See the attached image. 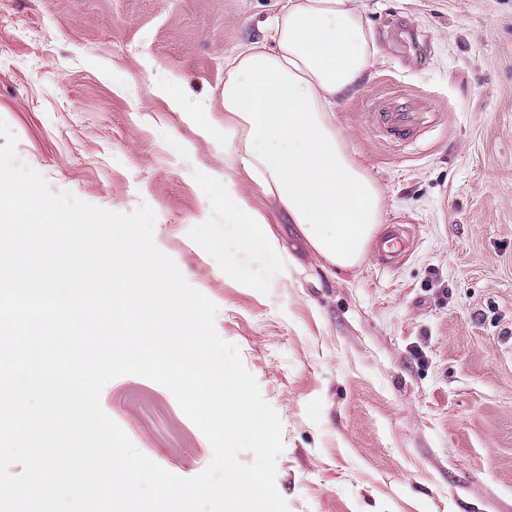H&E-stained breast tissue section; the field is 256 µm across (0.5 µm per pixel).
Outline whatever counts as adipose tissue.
Returning a JSON list of instances; mask_svg holds the SVG:
<instances>
[{
  "label": "adipose tissue",
  "mask_w": 512,
  "mask_h": 512,
  "mask_svg": "<svg viewBox=\"0 0 512 512\" xmlns=\"http://www.w3.org/2000/svg\"><path fill=\"white\" fill-rule=\"evenodd\" d=\"M365 10L363 0H282L268 37L239 52L224 77V136L245 133L243 149L225 153V169L243 167L339 270L355 264L383 212L379 189L344 152L332 121L370 65ZM224 221L241 257L286 273L265 217L229 178Z\"/></svg>",
  "instance_id": "obj_1"
}]
</instances>
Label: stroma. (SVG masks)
Segmentation results:
<instances>
[{
	"label": "stroma",
	"mask_w": 512,
	"mask_h": 512,
	"mask_svg": "<svg viewBox=\"0 0 512 512\" xmlns=\"http://www.w3.org/2000/svg\"><path fill=\"white\" fill-rule=\"evenodd\" d=\"M367 4L375 57L334 123L383 197L374 237L410 234L391 263L333 269L242 178L291 261L231 260L224 74L278 0H0V118L52 191L152 207L280 417L289 512H512V0ZM377 105L425 120L402 138ZM100 405L169 472L210 464L165 387L122 376Z\"/></svg>",
	"instance_id": "35a3bbf8"
}]
</instances>
